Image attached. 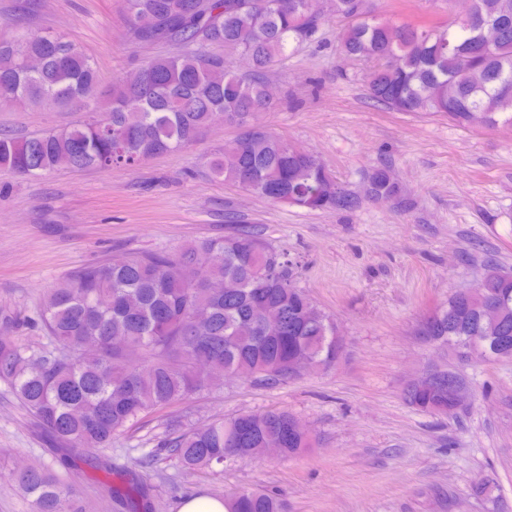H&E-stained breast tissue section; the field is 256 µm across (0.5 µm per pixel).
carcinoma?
I'll return each mask as SVG.
<instances>
[{
    "label": "carcinoma",
    "instance_id": "1",
    "mask_svg": "<svg viewBox=\"0 0 512 512\" xmlns=\"http://www.w3.org/2000/svg\"><path fill=\"white\" fill-rule=\"evenodd\" d=\"M305 0H125L128 35L135 44L176 43L181 53L156 56L138 75L112 89L86 119L29 137L0 133V167L40 175L61 167L130 169L156 154L193 143L217 111L240 128L237 139L214 157L210 172L274 203L310 211L350 212L361 198L338 187L325 201L317 194L329 171L311 153L249 122L271 106L266 73L291 46L312 41L322 18L306 13ZM379 0H334L336 17L348 21L342 55L374 62L366 75L368 97L394 112L439 115L459 127L494 130L512 126V0H472L465 21L416 24L377 20ZM222 46L246 53L248 75L238 73ZM40 57L30 71L24 56ZM94 61L51 33L21 29L0 41V93L13 102L50 110L94 98ZM365 197L394 200L408 209L400 184L382 165L367 176ZM257 234L239 228L177 254L132 255L112 264L82 268L44 298L39 321L56 348L29 354L0 336V381L35 415L60 446L98 450L157 408L208 385L196 369L228 371L265 385L293 378V363L307 358L317 368L336 363L343 350L336 321L296 287L287 264L262 276ZM200 264L201 281L185 283L179 270ZM210 281L229 284L216 295ZM417 334L438 347L472 351L481 359L512 351V274L489 266L474 288L448 296ZM138 348L137 356L128 345ZM416 409L448 416V385L422 391L406 387ZM286 411L240 414L197 430H171L161 440L186 469L259 457L281 440L282 455L311 446V437L282 428ZM148 474L112 496L128 505L144 497ZM34 512H85L80 494L48 469L12 475ZM229 512H281L273 494L236 489L224 497Z\"/></svg>",
    "mask_w": 512,
    "mask_h": 512
}]
</instances>
